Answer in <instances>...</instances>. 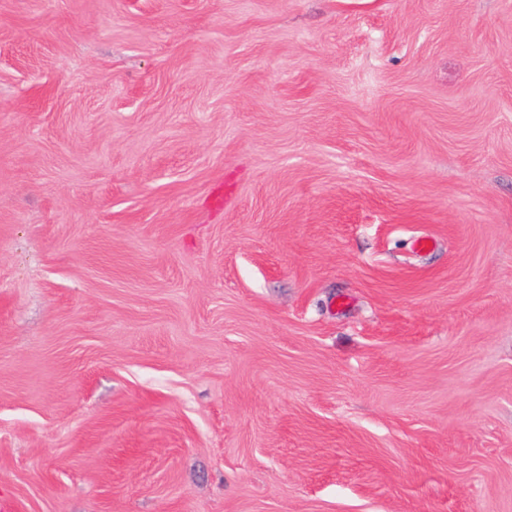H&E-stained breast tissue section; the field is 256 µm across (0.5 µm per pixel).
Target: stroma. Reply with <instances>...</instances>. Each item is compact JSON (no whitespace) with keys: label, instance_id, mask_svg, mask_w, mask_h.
<instances>
[{"label":"stroma","instance_id":"35a3bbf8","mask_svg":"<svg viewBox=\"0 0 512 512\" xmlns=\"http://www.w3.org/2000/svg\"><path fill=\"white\" fill-rule=\"evenodd\" d=\"M0 512H512V0H0Z\"/></svg>","mask_w":512,"mask_h":512}]
</instances>
